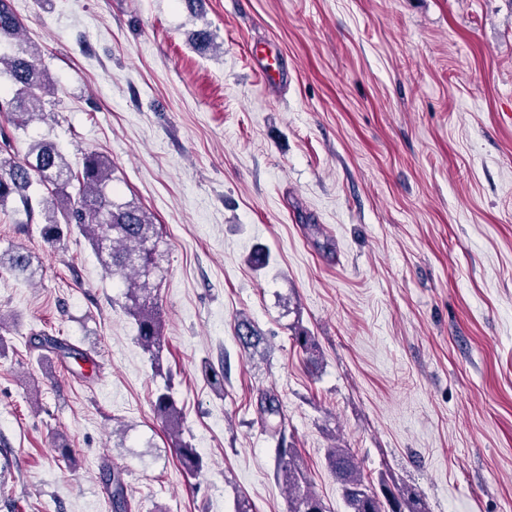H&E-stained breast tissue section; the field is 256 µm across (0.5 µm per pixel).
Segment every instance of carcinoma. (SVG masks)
Wrapping results in <instances>:
<instances>
[{"mask_svg": "<svg viewBox=\"0 0 512 512\" xmlns=\"http://www.w3.org/2000/svg\"><path fill=\"white\" fill-rule=\"evenodd\" d=\"M22 29L10 0H0V47L11 49L9 53L0 51V74L8 76L13 88L10 98L0 100V115L18 130L47 115L44 97L53 89L47 74L33 62L35 49L20 40ZM111 182L112 162L106 155L87 152L81 167L75 169L53 142L36 140L21 160L0 155V211L11 204L14 211L24 214L27 224L42 217L41 236L52 246L60 243L63 224L75 226L88 237L97 252L107 258L109 273L125 281L128 313L135 320L140 344L151 354L159 373L165 337L149 277L158 268L161 234L141 205L110 199L107 187ZM2 267L32 277L31 257L18 248L0 253ZM237 335L246 349L255 348L261 342L260 333L246 320L238 323ZM294 339L308 360L314 361L317 353L314 337L304 329H297ZM25 345L40 356L49 353L61 361L72 358L94 364L90 355L68 339L45 329L30 333ZM170 389L167 380L156 393L154 410L165 431L176 437L182 429L183 413ZM177 457L190 474L202 466L196 450L186 443H179ZM327 461L350 512H425L421 498L416 495L397 496L385 484L381 492H375L352 449L330 448ZM276 475L288 489V512H328L323 500L310 489L303 462L294 449H278ZM112 476L113 512H128L121 469L112 468Z\"/></svg>", "mask_w": 512, "mask_h": 512, "instance_id": "cac0c4a2", "label": "carcinoma"}]
</instances>
